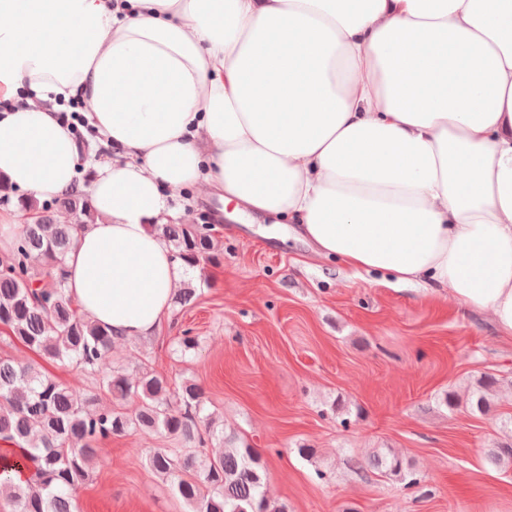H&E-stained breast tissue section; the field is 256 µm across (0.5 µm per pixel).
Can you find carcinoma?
I'll list each match as a JSON object with an SVG mask.
<instances>
[{
  "label": "carcinoma",
  "mask_w": 512,
  "mask_h": 512,
  "mask_svg": "<svg viewBox=\"0 0 512 512\" xmlns=\"http://www.w3.org/2000/svg\"><path fill=\"white\" fill-rule=\"evenodd\" d=\"M20 209L33 215L22 225L13 248L0 256V325L43 357L82 371L99 373V389L121 403L134 395L139 403L129 413L121 406H102L98 394L84 393L57 382L34 364L0 359V440L18 450L34 476L15 483L0 479V497L16 512H77L76 495L96 464L98 443L130 432L160 434L180 444L147 453L155 474L171 483L185 512H288L264 491L265 462L258 449L232 445L213 456L207 448L216 439L213 417L205 413L204 392L186 380L171 389L166 378L144 371L134 379L122 369L100 370L111 344V331L79 315L66 288L65 257L75 246L79 224H93L98 212L79 185L48 205L29 197ZM62 209L73 223L58 224ZM152 231L173 247L175 256L199 280H209L208 267L219 264L221 248L210 224H154ZM498 384L492 375L476 380L466 402L453 392L444 403L465 405L485 415L489 395ZM486 460L512 468V438L485 451ZM367 467L411 490L420 484L416 471L384 448L374 450Z\"/></svg>",
  "instance_id": "carcinoma-1"
}]
</instances>
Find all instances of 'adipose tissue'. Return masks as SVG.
<instances>
[{"mask_svg":"<svg viewBox=\"0 0 512 512\" xmlns=\"http://www.w3.org/2000/svg\"><path fill=\"white\" fill-rule=\"evenodd\" d=\"M72 100L115 155L67 289L114 339L169 316L185 268L151 227L200 182L512 336V0H0L1 181L69 191Z\"/></svg>","mask_w":512,"mask_h":512,"instance_id":"adipose-tissue-1","label":"adipose tissue"}]
</instances>
